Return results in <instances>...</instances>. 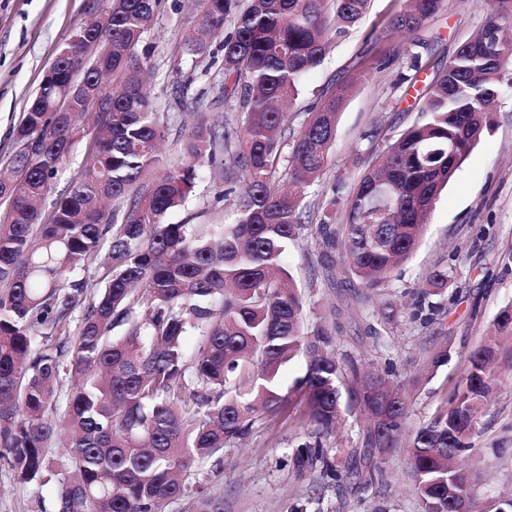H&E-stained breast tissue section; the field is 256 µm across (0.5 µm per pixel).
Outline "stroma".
Masks as SVG:
<instances>
[{
    "instance_id": "1",
    "label": "stroma",
    "mask_w": 512,
    "mask_h": 512,
    "mask_svg": "<svg viewBox=\"0 0 512 512\" xmlns=\"http://www.w3.org/2000/svg\"><path fill=\"white\" fill-rule=\"evenodd\" d=\"M90 4L91 0H0V169L8 167L15 152L13 130L28 100L71 31L89 20ZM400 7L401 0H372L350 36L308 74L289 114V129L297 131L325 87L335 83L350 88L329 165L306 198L312 215H320L334 182L351 185L363 173V165L353 164L352 158L364 131L376 127L382 136L392 138L418 120L414 110L418 94L487 13L483 0H448L446 11L421 33L433 41L427 68L414 85L400 86L396 78L407 69L406 57L381 69L373 63L374 56L406 41L388 27L389 18ZM199 23L198 0H163L142 44L153 70L151 92L157 110L169 119L170 136L161 150L166 161L179 155L178 133L192 121L174 103L177 85L190 84L196 93L213 91L223 82L220 66L205 72L178 65L184 38ZM492 120V128L437 198L418 246L386 283L361 295L344 269L337 266L326 271L316 241L306 230L287 258L298 287L314 292L305 308L306 327H313L329 309L339 308L343 325L336 336L339 352L366 364L389 352L395 380H408L410 416L403 425V437H410L447 406L451 392L462 385L466 353L496 339L493 373L497 384L472 439L475 451L464 459L477 480L483 512H495L504 499L512 497V337L492 335L496 315L512 304V74L504 79ZM223 187L215 174L201 170L187 210L174 212L171 222H181L188 213L199 224L223 222L224 206L216 199ZM439 265L452 272L445 310L435 324L424 328L409 318L411 294L425 287ZM389 302L395 316L378 323L381 336L373 338L366 326L377 323ZM439 347L447 348L448 362L431 380H424L422 370ZM302 417V408L295 405L276 415L257 414L250 436L225 449L220 462L202 465L199 481L223 493L233 512H282L284 503L303 493L286 466L289 447L306 431ZM383 470L380 484L344 496L328 493L325 508L329 512H419L404 450L389 454ZM55 492L52 482H18L0 459V512H56Z\"/></svg>"
}]
</instances>
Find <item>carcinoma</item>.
Here are the masks:
<instances>
[{"instance_id":"1","label":"carcinoma","mask_w":512,"mask_h":512,"mask_svg":"<svg viewBox=\"0 0 512 512\" xmlns=\"http://www.w3.org/2000/svg\"><path fill=\"white\" fill-rule=\"evenodd\" d=\"M370 0H200L201 29L224 34V82L218 98L240 111L234 127L214 120L200 94L177 101L195 113L182 157L163 165L158 146L169 126L144 82L139 46L161 0H97L109 26L75 28L57 56V81L42 84L14 129L16 152L0 176L9 208L0 222V458L21 483L58 476L57 512H165L190 497L193 512H230L224 495L192 480V465L246 438L254 412L275 415L286 396L283 365L303 354L307 371L294 387L314 426L288 452V470L304 484L286 512H324L326 493L371 486L379 460L404 448L420 512H453L474 477L457 459L472 450L478 413L494 379L495 343L467 356L465 385L446 410L401 440L408 417L404 385L336 351L332 309L304 330V298L287 267L289 245L311 223L304 203L330 159L342 86L322 91L288 139L283 106L305 75L366 14ZM446 0H402L394 32L417 34ZM512 0H489L484 24L426 84L419 120L390 140L357 185H333L316 242L367 288L386 281L414 250L423 222L456 170L491 127L505 73L512 69ZM100 38L112 61V93L97 114L90 164L59 195L43 200L74 144L84 137V99L64 85L83 45ZM431 43L413 39L401 53L420 72ZM207 42L184 43L185 62L201 65ZM68 111H59L60 104ZM218 166L225 224H175L170 213L195 187L198 168ZM444 267L413 293L410 319L426 326L441 306L426 303L448 284ZM84 303L78 333L67 332ZM512 337V305L496 317ZM197 337L188 354L185 339ZM70 371L65 405L57 382ZM367 423L363 447L338 465L324 444L341 411ZM58 445L60 456L47 449Z\"/></svg>"}]
</instances>
